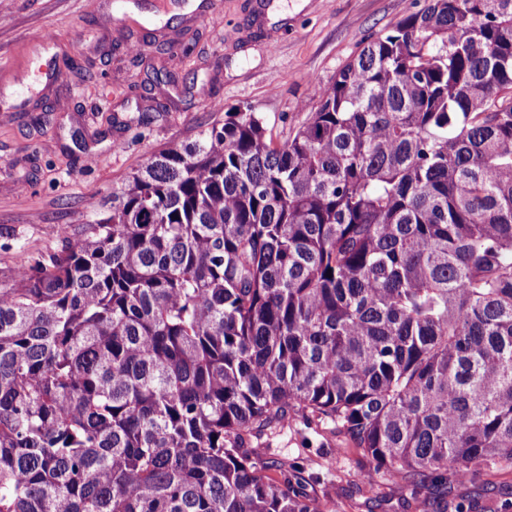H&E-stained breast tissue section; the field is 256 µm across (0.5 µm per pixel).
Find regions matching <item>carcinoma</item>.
Wrapping results in <instances>:
<instances>
[{
    "mask_svg": "<svg viewBox=\"0 0 512 512\" xmlns=\"http://www.w3.org/2000/svg\"><path fill=\"white\" fill-rule=\"evenodd\" d=\"M424 2L0 284V512H310L245 448L292 412L413 491L512 466V0Z\"/></svg>",
    "mask_w": 512,
    "mask_h": 512,
    "instance_id": "obj_1",
    "label": "carcinoma"
}]
</instances>
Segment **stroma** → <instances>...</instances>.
Segmentation results:
<instances>
[{"label":"stroma","instance_id":"stroma-1","mask_svg":"<svg viewBox=\"0 0 512 512\" xmlns=\"http://www.w3.org/2000/svg\"><path fill=\"white\" fill-rule=\"evenodd\" d=\"M0 0V282L21 263L61 254L80 234L91 193L173 142H189L217 107L251 106L274 138L315 110L311 80L332 81L370 40L423 0ZM50 35L52 49L36 42ZM53 60L24 109L5 92L20 68ZM263 475L302 479L317 512H434L369 464L332 424L296 413L247 441ZM512 502V467L486 463L456 484L448 512Z\"/></svg>","mask_w":512,"mask_h":512}]
</instances>
